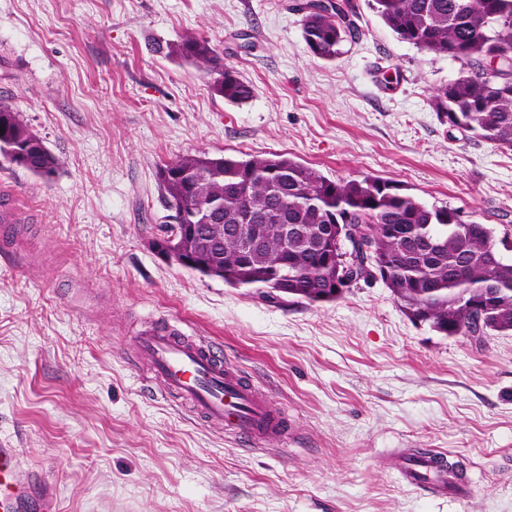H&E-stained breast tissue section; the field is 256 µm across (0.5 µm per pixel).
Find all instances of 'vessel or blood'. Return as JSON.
Segmentation results:
<instances>
[{"mask_svg": "<svg viewBox=\"0 0 512 512\" xmlns=\"http://www.w3.org/2000/svg\"><path fill=\"white\" fill-rule=\"evenodd\" d=\"M133 358L150 370L163 393L188 403L207 423L255 441L288 431L287 419L267 409L264 394L242 372L225 364L211 344L193 340L175 325L159 324L138 336ZM403 479L441 495L458 491L434 455L412 458ZM0 512H58L54 488L25 466L19 449L6 444H0Z\"/></svg>", "mask_w": 512, "mask_h": 512, "instance_id": "vessel-or-blood-1", "label": "vessel or blood"}]
</instances>
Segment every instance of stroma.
<instances>
[{
	"label": "stroma",
	"instance_id": "1",
	"mask_svg": "<svg viewBox=\"0 0 512 512\" xmlns=\"http://www.w3.org/2000/svg\"><path fill=\"white\" fill-rule=\"evenodd\" d=\"M359 29L315 57L296 0H0V103L58 160L0 157V437L61 512H512V334L445 337L381 281L266 301L152 248L174 221L157 170L186 154L278 153L377 178L512 243V152L441 123L459 63ZM207 39L253 88L232 105L172 55ZM209 341L293 422L254 442L130 365L144 326ZM414 451L459 462L460 495L405 484Z\"/></svg>",
	"mask_w": 512,
	"mask_h": 512
}]
</instances>
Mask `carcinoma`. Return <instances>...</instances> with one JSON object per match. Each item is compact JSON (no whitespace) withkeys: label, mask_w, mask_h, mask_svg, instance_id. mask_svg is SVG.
Segmentation results:
<instances>
[{"label":"carcinoma","mask_w":512,"mask_h":512,"mask_svg":"<svg viewBox=\"0 0 512 512\" xmlns=\"http://www.w3.org/2000/svg\"><path fill=\"white\" fill-rule=\"evenodd\" d=\"M371 8L396 37L422 51L458 62L461 75L437 89L432 104L443 122L512 152V0H372ZM302 33L311 53L331 61L358 31L335 0H303ZM173 53L204 74L229 103L252 97L251 85L224 65L209 41L190 36ZM0 156L40 177L58 161L8 105L0 104ZM168 200L184 184L195 187L187 215L163 227L166 242L175 225L222 202L212 236L196 224L186 246L224 263V283L249 288L288 272V297L310 303L341 297L336 283L366 279L365 263L391 266L386 283L402 311L441 336L512 333V258L498 248L492 228L464 224L458 211L427 206L392 181L332 180L282 154L248 159L187 154L159 167ZM255 216L266 249L246 252L233 231ZM288 225L283 237L280 225ZM343 225L336 250L321 231ZM379 224L371 241L352 238L360 225Z\"/></svg>","instance_id":"1"}]
</instances>
